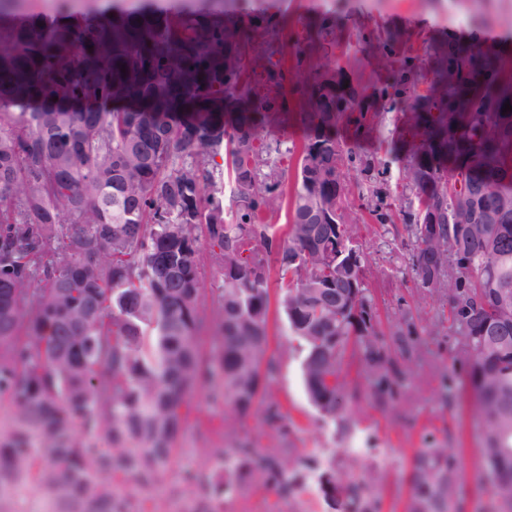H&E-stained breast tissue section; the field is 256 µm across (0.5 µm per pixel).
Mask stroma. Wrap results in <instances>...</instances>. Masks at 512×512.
Wrapping results in <instances>:
<instances>
[{"instance_id": "stroma-1", "label": "stroma", "mask_w": 512, "mask_h": 512, "mask_svg": "<svg viewBox=\"0 0 512 512\" xmlns=\"http://www.w3.org/2000/svg\"><path fill=\"white\" fill-rule=\"evenodd\" d=\"M257 3L268 15L290 24L327 14L348 28L385 22L463 38L477 34L484 44L512 46V0H245L249 9ZM476 13L487 19L479 29L471 23ZM357 243L364 256L368 285L382 314L409 305L430 331L426 341L433 358L419 367L405 402L385 411L362 402L358 422L348 432L333 422L319 420L303 386L302 354L290 346L285 323L273 324L268 351L278 360L273 390L293 423V454L332 455L336 462L322 466L288 494L266 489L256 480L246 481L232 497L224 499L222 512H348L351 486L365 471L372 475L370 491L379 512H408L411 460L429 434L447 439L449 449L459 454L468 512H476L485 502L484 490L474 482L481 461L476 420L440 396L443 381L455 382L462 375L459 349L447 326L435 322L442 309L439 297L416 290L411 264L415 240L403 224H376L364 215L357 223ZM224 412V405L212 403L204 392L194 395L178 452L162 482L139 494L138 512H153L162 500L168 501L170 512H181L190 505L198 490L187 485L186 475L214 477L206 449L233 444L234 436L217 432Z\"/></svg>"}]
</instances>
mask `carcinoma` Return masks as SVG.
Here are the masks:
<instances>
[{
  "label": "carcinoma",
  "mask_w": 512,
  "mask_h": 512,
  "mask_svg": "<svg viewBox=\"0 0 512 512\" xmlns=\"http://www.w3.org/2000/svg\"><path fill=\"white\" fill-rule=\"evenodd\" d=\"M61 2L49 16L0 0V103L28 105L0 115V512H128L171 464L197 389L230 409L225 423L256 412L286 431L275 316L322 416L351 425L364 392L402 402L428 331L402 307L382 324L365 266L336 268L338 247L355 250L352 167L370 218L424 242L412 270L420 292L444 293L437 324L474 344L442 395L477 421L487 512H512V53L383 23L290 25L223 0ZM388 113L404 119L396 195L387 157L357 144ZM287 121L307 130L287 150L291 183L253 132ZM205 255L223 276L209 307ZM205 452L224 471L216 495L244 470L286 490L319 464L246 441ZM118 475L133 480L124 493ZM410 487V512H464L444 440L424 439Z\"/></svg>",
  "instance_id": "obj_1"
}]
</instances>
